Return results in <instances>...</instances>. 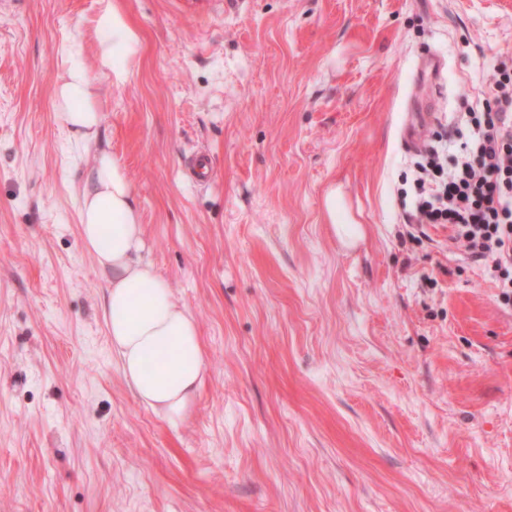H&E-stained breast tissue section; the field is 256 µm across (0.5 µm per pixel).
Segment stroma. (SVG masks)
I'll return each mask as SVG.
<instances>
[{"instance_id":"obj_1","label":"stroma","mask_w":512,"mask_h":512,"mask_svg":"<svg viewBox=\"0 0 512 512\" xmlns=\"http://www.w3.org/2000/svg\"><path fill=\"white\" fill-rule=\"evenodd\" d=\"M115 2L140 49L99 139L206 373L178 424L139 402L81 247L95 150L54 92L101 0H0V512H512V307L402 195L412 124L512 65V0ZM188 173L197 182L205 184L212 179L213 168L207 151H197L189 161Z\"/></svg>"}]
</instances>
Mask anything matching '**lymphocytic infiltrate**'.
<instances>
[{"label":"lymphocytic infiltrate","instance_id":"obj_1","mask_svg":"<svg viewBox=\"0 0 512 512\" xmlns=\"http://www.w3.org/2000/svg\"><path fill=\"white\" fill-rule=\"evenodd\" d=\"M495 106L460 114L469 134L456 156L437 137L415 165L412 220L445 224L473 261L497 275L502 304L512 305V71L494 68Z\"/></svg>","mask_w":512,"mask_h":512}]
</instances>
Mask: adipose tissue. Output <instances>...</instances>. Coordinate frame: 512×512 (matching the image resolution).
I'll use <instances>...</instances> for the list:
<instances>
[{
    "instance_id": "1",
    "label": "adipose tissue",
    "mask_w": 512,
    "mask_h": 512,
    "mask_svg": "<svg viewBox=\"0 0 512 512\" xmlns=\"http://www.w3.org/2000/svg\"><path fill=\"white\" fill-rule=\"evenodd\" d=\"M96 32V70L87 68L81 42L73 41L55 91L56 109L72 136L96 148L78 196L80 241L107 282L102 315L127 383L142 404L174 424L196 400L205 357L193 315L143 257L144 228L124 169L108 149L96 145L101 123L96 80L125 81L126 64L139 51V34L114 0H104ZM151 355L162 363L148 372L144 362Z\"/></svg>"
}]
</instances>
